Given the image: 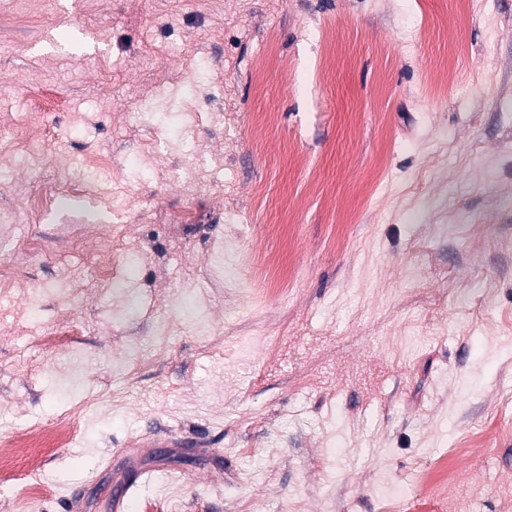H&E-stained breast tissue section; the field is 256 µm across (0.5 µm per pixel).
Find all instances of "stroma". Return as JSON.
Masks as SVG:
<instances>
[{
  "label": "stroma",
  "mask_w": 512,
  "mask_h": 512,
  "mask_svg": "<svg viewBox=\"0 0 512 512\" xmlns=\"http://www.w3.org/2000/svg\"><path fill=\"white\" fill-rule=\"evenodd\" d=\"M0 268V512H512V0H0ZM30 435V441L25 447L9 446V441H1L0 444L3 448H42L46 451L65 444L70 439V430L67 425H64L47 435L41 434L39 431H32Z\"/></svg>",
  "instance_id": "35a3bbf8"
}]
</instances>
